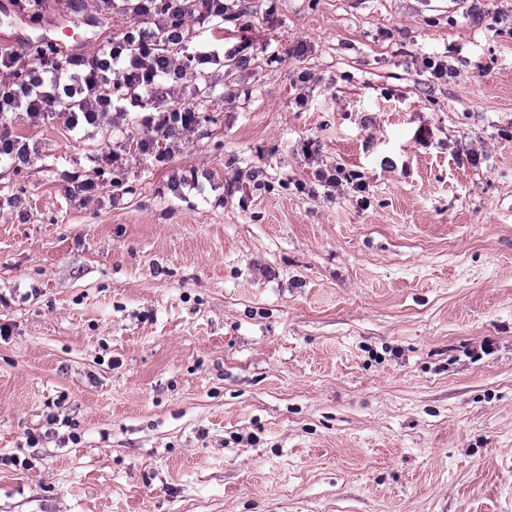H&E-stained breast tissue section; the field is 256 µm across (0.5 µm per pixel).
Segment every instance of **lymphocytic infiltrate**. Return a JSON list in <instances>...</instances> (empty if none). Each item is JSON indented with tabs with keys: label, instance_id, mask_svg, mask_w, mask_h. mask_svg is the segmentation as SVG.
Masks as SVG:
<instances>
[{
	"label": "lymphocytic infiltrate",
	"instance_id": "obj_1",
	"mask_svg": "<svg viewBox=\"0 0 512 512\" xmlns=\"http://www.w3.org/2000/svg\"><path fill=\"white\" fill-rule=\"evenodd\" d=\"M179 2L122 0L128 25L91 54L69 53L53 43L36 50H1L0 71L9 77L0 80V113L21 110L35 123L59 114L69 130L79 133L104 123L118 126L126 105L147 101L154 111L142 120L148 134L143 150H152L157 138L191 131L198 113L174 106V99L198 78V65L238 56L250 43L241 41L224 52L205 45L179 57L189 25Z\"/></svg>",
	"mask_w": 512,
	"mask_h": 512
}]
</instances>
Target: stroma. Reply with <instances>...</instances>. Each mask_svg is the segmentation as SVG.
<instances>
[{
	"label": "stroma",
	"instance_id": "1",
	"mask_svg": "<svg viewBox=\"0 0 512 512\" xmlns=\"http://www.w3.org/2000/svg\"><path fill=\"white\" fill-rule=\"evenodd\" d=\"M238 8L163 160L139 107L7 116L0 512H512V0ZM125 23L0 0V45Z\"/></svg>",
	"mask_w": 512,
	"mask_h": 512
}]
</instances>
